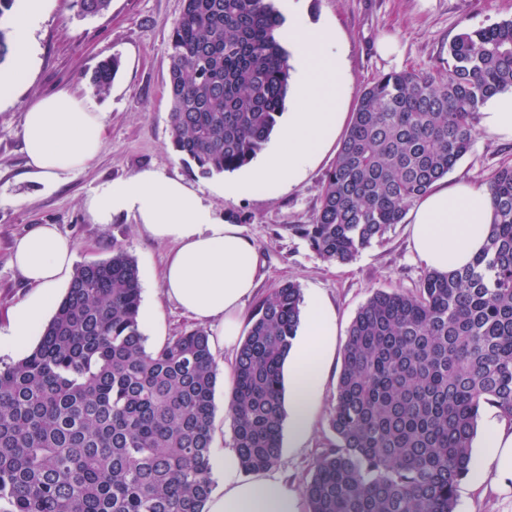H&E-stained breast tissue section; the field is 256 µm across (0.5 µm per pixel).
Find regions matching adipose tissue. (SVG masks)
I'll list each match as a JSON object with an SVG mask.
<instances>
[{
	"label": "adipose tissue",
	"instance_id": "ef3b65f1",
	"mask_svg": "<svg viewBox=\"0 0 512 512\" xmlns=\"http://www.w3.org/2000/svg\"><path fill=\"white\" fill-rule=\"evenodd\" d=\"M13 35L15 55L0 68V88L23 84L35 64L32 34L47 0H17ZM280 38L293 54L291 110L274 142L225 194L271 195L298 183L305 169L335 139L345 115L340 105L347 90L346 61L320 27L296 22ZM104 115L91 111L77 93L59 90L30 106L23 117L22 142L30 176L56 182L84 168L100 153ZM487 135L512 140V92L489 99L480 115ZM93 223L109 224L134 215L151 237L175 246L160 277L158 297L172 300L217 342L235 348L246 319L244 306L256 288L258 251L240 225L216 221L202 197L181 180L142 170L120 182L99 186L82 202ZM413 248L423 265L443 272L471 264L485 246L494 211L487 187L466 182L438 183L410 211ZM76 262L71 239L54 224L32 225L17 238L11 264L30 295L13 312L7 347L25 346L46 311L58 302V290ZM336 317L317 295L307 300L304 328L285 362L288 372L290 429L296 443L312 433L320 394L336 359ZM212 470L224 480L212 491L205 512H309L301 485L268 469L243 476L237 449L212 457ZM473 484L512 485V423L498 411L486 417L485 431L470 461Z\"/></svg>",
	"mask_w": 512,
	"mask_h": 512
}]
</instances>
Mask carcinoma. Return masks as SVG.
<instances>
[{
    "mask_svg": "<svg viewBox=\"0 0 512 512\" xmlns=\"http://www.w3.org/2000/svg\"><path fill=\"white\" fill-rule=\"evenodd\" d=\"M112 0H72L77 16ZM0 0V64L14 54ZM284 18L273 0H184L171 35V147L203 176L238 170L270 140L290 92ZM120 57L91 76L109 93ZM512 90V19L463 31L448 71L381 76L358 95L310 224L289 226L347 264L469 152L477 117ZM489 243L413 293L377 288L348 329L313 462L310 512H456L483 409L512 420V166L489 183ZM139 267L115 247L76 266L36 346L0 365V512H204L218 366L202 328L147 346ZM301 289L259 297L235 360L231 447L250 474L275 467L286 416L283 367Z\"/></svg>",
    "mask_w": 512,
    "mask_h": 512,
    "instance_id": "1",
    "label": "carcinoma"
}]
</instances>
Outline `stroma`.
<instances>
[{
    "mask_svg": "<svg viewBox=\"0 0 512 512\" xmlns=\"http://www.w3.org/2000/svg\"><path fill=\"white\" fill-rule=\"evenodd\" d=\"M182 5L183 0H112L105 16L83 19L71 0H49L34 34L36 65L24 84L0 98L1 334L8 332L14 308L30 293L9 256L15 239L34 224L57 225L73 240L81 263L106 259L113 247H122L138 263L142 288H156L154 276L171 254L172 243L151 238L134 218L95 224L82 209L84 198L99 185L145 168L183 179L218 220L248 215L243 229L260 256L258 294L288 280L299 285L302 294H320L336 311L338 341H345L357 310L374 289L411 293L425 276L427 269L410 246L405 222L391 226L346 265L324 261L306 240L289 232V225L312 223L337 146L328 147L297 184L259 197L224 195L222 187L232 181V174L201 176L172 151L166 84L171 30ZM300 6L302 19L334 35L345 55L348 91L342 109L347 113L354 112L360 90L375 78L404 70L446 71L448 45L459 33L512 19V0H301ZM385 35L398 41L399 58L378 54L377 43ZM114 53L121 54L123 65L110 94L101 98L92 92L89 78L97 62ZM62 88L104 113V144L86 167L44 185L28 176L20 137L23 112L36 99ZM505 165H512V142L481 133L447 180L485 185ZM195 326L171 300L160 304L156 318L142 320L152 348ZM337 379L330 374L323 387L307 443L283 448L277 465L282 473L309 477L316 455L333 440L328 418ZM456 512H512V487L496 490L462 481Z\"/></svg>",
    "mask_w": 512,
    "mask_h": 512,
    "instance_id": "stroma-1",
    "label": "stroma"
}]
</instances>
